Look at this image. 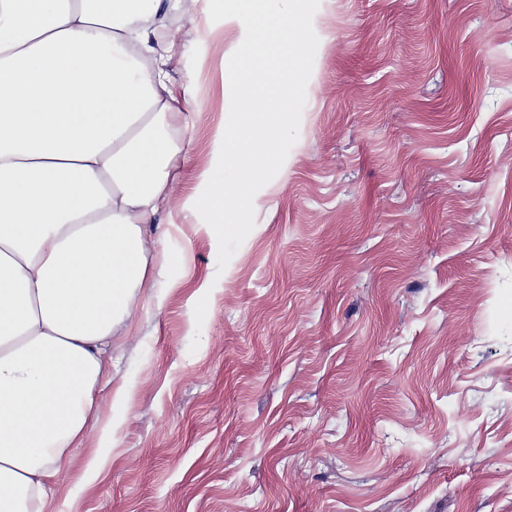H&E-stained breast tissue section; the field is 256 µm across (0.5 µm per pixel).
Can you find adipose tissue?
<instances>
[{"instance_id": "ef3b65f1", "label": "adipose tissue", "mask_w": 512, "mask_h": 512, "mask_svg": "<svg viewBox=\"0 0 512 512\" xmlns=\"http://www.w3.org/2000/svg\"><path fill=\"white\" fill-rule=\"evenodd\" d=\"M188 0L0 6V512H45L154 258L189 141L156 45Z\"/></svg>"}]
</instances>
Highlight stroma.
<instances>
[{
    "label": "stroma",
    "instance_id": "1",
    "mask_svg": "<svg viewBox=\"0 0 512 512\" xmlns=\"http://www.w3.org/2000/svg\"><path fill=\"white\" fill-rule=\"evenodd\" d=\"M299 139L225 271L193 204L237 28L172 15L181 180L48 512H512V0H320ZM125 403L114 404L117 388Z\"/></svg>",
    "mask_w": 512,
    "mask_h": 512
}]
</instances>
